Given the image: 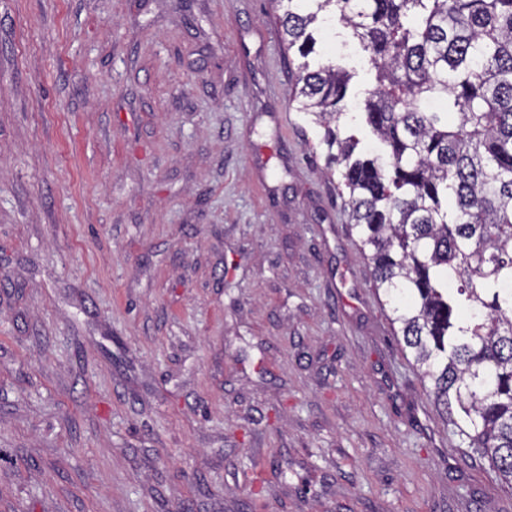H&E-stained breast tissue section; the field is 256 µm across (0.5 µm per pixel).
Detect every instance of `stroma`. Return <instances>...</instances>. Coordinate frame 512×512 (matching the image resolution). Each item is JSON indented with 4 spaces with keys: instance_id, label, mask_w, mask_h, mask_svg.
<instances>
[{
    "instance_id": "1",
    "label": "stroma",
    "mask_w": 512,
    "mask_h": 512,
    "mask_svg": "<svg viewBox=\"0 0 512 512\" xmlns=\"http://www.w3.org/2000/svg\"><path fill=\"white\" fill-rule=\"evenodd\" d=\"M270 0H0V512H512L464 456Z\"/></svg>"
}]
</instances>
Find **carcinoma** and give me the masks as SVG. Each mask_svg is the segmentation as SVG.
<instances>
[{"mask_svg":"<svg viewBox=\"0 0 512 512\" xmlns=\"http://www.w3.org/2000/svg\"><path fill=\"white\" fill-rule=\"evenodd\" d=\"M337 20L369 55L358 151L353 75L317 54ZM295 109L348 195L351 229L404 347L466 447L512 491V0H287Z\"/></svg>","mask_w":512,"mask_h":512,"instance_id":"carcinoma-1","label":"carcinoma"}]
</instances>
